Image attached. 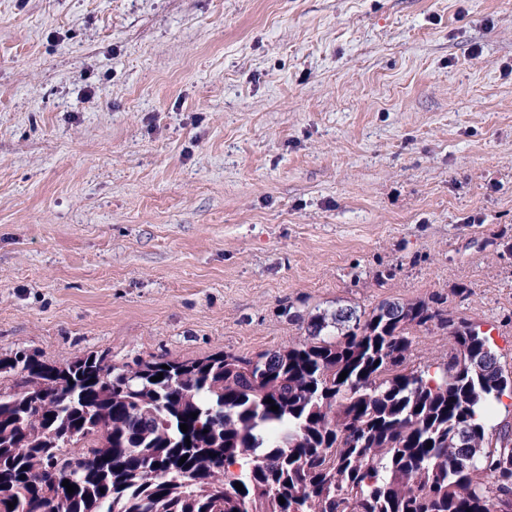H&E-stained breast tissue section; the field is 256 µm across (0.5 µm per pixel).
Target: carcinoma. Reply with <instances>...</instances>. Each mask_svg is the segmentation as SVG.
<instances>
[{
	"mask_svg": "<svg viewBox=\"0 0 512 512\" xmlns=\"http://www.w3.org/2000/svg\"><path fill=\"white\" fill-rule=\"evenodd\" d=\"M291 318L305 338L254 358L0 357L34 388L0 399V512H512V425L482 416L512 374L486 332L425 300ZM431 326L449 360L406 369Z\"/></svg>",
	"mask_w": 512,
	"mask_h": 512,
	"instance_id": "cac0c4a2",
	"label": "carcinoma"
}]
</instances>
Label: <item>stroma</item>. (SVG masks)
I'll return each instance as SVG.
<instances>
[{"instance_id": "obj_1", "label": "stroma", "mask_w": 512, "mask_h": 512, "mask_svg": "<svg viewBox=\"0 0 512 512\" xmlns=\"http://www.w3.org/2000/svg\"><path fill=\"white\" fill-rule=\"evenodd\" d=\"M509 66L512 0H0V357H253L421 299L512 371Z\"/></svg>"}]
</instances>
